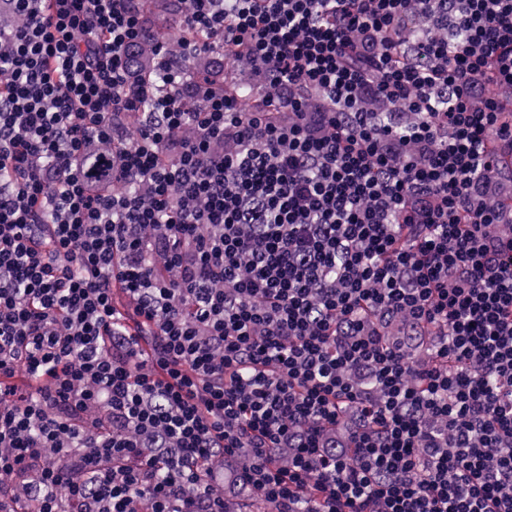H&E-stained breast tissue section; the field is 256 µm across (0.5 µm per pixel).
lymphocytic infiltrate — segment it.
<instances>
[{"label": "lymphocytic infiltrate", "mask_w": 512, "mask_h": 512, "mask_svg": "<svg viewBox=\"0 0 512 512\" xmlns=\"http://www.w3.org/2000/svg\"><path fill=\"white\" fill-rule=\"evenodd\" d=\"M8 2L0 512H512V0ZM192 61L195 63L197 71L211 73L221 82L224 79L225 85L228 83H242L251 85L255 89L258 86V77L255 76L253 68L247 60L225 61L224 58L215 54L201 55Z\"/></svg>", "instance_id": "lymphocytic-infiltrate-1"}]
</instances>
